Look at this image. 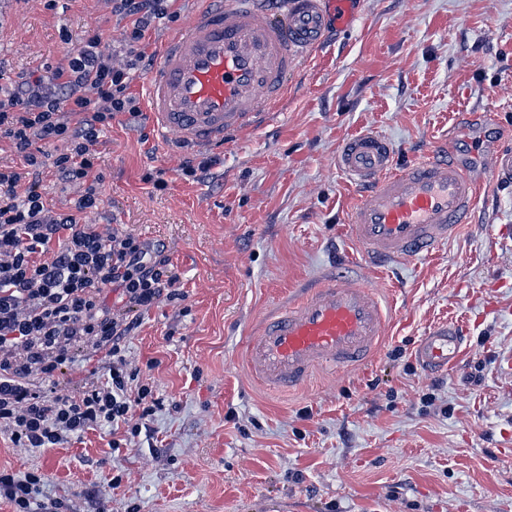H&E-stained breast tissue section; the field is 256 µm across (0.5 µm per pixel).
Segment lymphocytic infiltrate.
I'll return each instance as SVG.
<instances>
[{"label": "lymphocytic infiltrate", "mask_w": 512, "mask_h": 512, "mask_svg": "<svg viewBox=\"0 0 512 512\" xmlns=\"http://www.w3.org/2000/svg\"><path fill=\"white\" fill-rule=\"evenodd\" d=\"M173 0H109L125 20L109 42L97 28L45 73L0 85V138L13 161L0 165V435L44 452L87 431L108 429L112 450L138 437L160 400L126 355V339L159 304L185 301L163 245L86 221L94 188L59 212L42 191L45 169L84 179L116 115L138 117L129 92L153 62L146 35ZM97 361L94 378L68 386L76 363ZM45 473L0 471L11 512H60L41 500Z\"/></svg>", "instance_id": "obj_1"}]
</instances>
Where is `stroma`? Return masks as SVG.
Returning a JSON list of instances; mask_svg holds the SVG:
<instances>
[{"label":"stroma","mask_w":512,"mask_h":512,"mask_svg":"<svg viewBox=\"0 0 512 512\" xmlns=\"http://www.w3.org/2000/svg\"><path fill=\"white\" fill-rule=\"evenodd\" d=\"M93 27L120 39L108 0H0V79L56 65ZM475 112L496 117L485 145H512V0H359L279 115L215 153L200 182L181 176L148 116L116 115L84 182L100 198L86 220L164 244L187 293L126 341L164 404L131 450L112 452L100 429L41 454L0 437V468L42 470L67 512H512V184L486 178L472 224L434 255L371 268L343 222L355 190L336 168L340 145L368 131L403 160L465 150L451 133ZM42 185L59 211L81 187L48 172ZM331 274L389 299L381 348L364 368L268 391L246 367L247 337ZM440 322L470 340L435 376L413 350Z\"/></svg>","instance_id":"obj_1"}]
</instances>
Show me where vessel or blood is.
Instances as JSON below:
<instances>
[{"label": "vessel or blood", "instance_id": "b4317fda", "mask_svg": "<svg viewBox=\"0 0 512 512\" xmlns=\"http://www.w3.org/2000/svg\"><path fill=\"white\" fill-rule=\"evenodd\" d=\"M353 16V0H204L165 39L143 81L153 132L179 154L224 148L278 113L289 76ZM336 166L358 188L343 221L374 262L439 250L462 230L480 191L475 164L456 151L401 163L393 144L371 132L348 140ZM386 325L376 289L326 278L274 309L247 339L245 359L265 389H297L315 372L363 364L381 347ZM464 341L458 324L438 325L415 357L424 369L445 371L459 362Z\"/></svg>", "mask_w": 512, "mask_h": 512}]
</instances>
